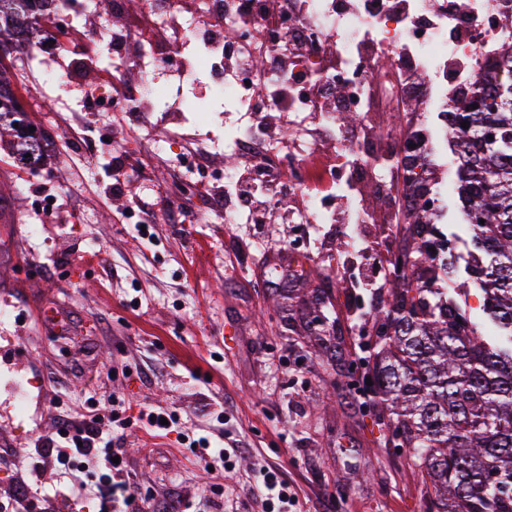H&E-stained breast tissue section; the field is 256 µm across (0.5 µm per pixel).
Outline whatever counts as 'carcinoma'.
<instances>
[{
	"label": "carcinoma",
	"instance_id": "1",
	"mask_svg": "<svg viewBox=\"0 0 512 512\" xmlns=\"http://www.w3.org/2000/svg\"><path fill=\"white\" fill-rule=\"evenodd\" d=\"M19 2L0 0V45L24 42ZM473 103L450 115V132L464 221L480 253L466 266L468 281L483 293L482 311L499 335H482L458 289L440 287L453 272L440 252L452 242L414 223L420 241L405 253L409 267L399 272L390 262L389 298L372 317L384 334L372 345L371 392L388 411L395 448L432 486L436 512H512V97L485 112ZM32 126L33 134L20 131ZM489 131L496 142L487 141ZM40 133L19 100L0 91V141L21 138L33 151ZM491 470L496 485L486 480Z\"/></svg>",
	"mask_w": 512,
	"mask_h": 512
}]
</instances>
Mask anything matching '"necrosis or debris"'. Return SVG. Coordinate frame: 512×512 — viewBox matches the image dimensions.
Here are the masks:
<instances>
[{
	"label": "necrosis or debris",
	"instance_id": "4bbe7bcc",
	"mask_svg": "<svg viewBox=\"0 0 512 512\" xmlns=\"http://www.w3.org/2000/svg\"><path fill=\"white\" fill-rule=\"evenodd\" d=\"M180 0H143L152 36L140 37L135 57L110 51L106 30L96 41L110 53L112 70H134L138 78L135 100L128 101L98 88V111L118 119L132 118V137L125 155L141 157L139 145L153 133L147 112L164 87L175 99L183 83L198 71L217 74V85L236 119L224 143L213 135L200 137L198 148L166 143L173 162L182 169L189 190L202 177V154L226 147L250 152L272 163L287 177L295 196L305 204L296 208V224H329L334 215L331 194L354 186V207L361 223L376 221L363 203L364 195L389 200L399 212H438L450 189L441 184L417 196L421 157L444 151L428 125L409 117L415 96L411 83L423 86V109L449 112L454 103L471 98L488 69L512 56V0H380L368 10V0H308L307 11L275 7L274 0H194L189 10ZM277 9L278 22L266 28L263 16ZM255 48L259 58L287 56L288 69L228 68V50ZM330 88L337 107L315 108L312 84ZM279 113L281 133L262 136V115ZM392 117L378 125L379 114ZM356 116L362 126L349 137L341 118ZM327 128L336 133L337 155L329 164L320 156L314 135Z\"/></svg>",
	"mask_w": 512,
	"mask_h": 512
}]
</instances>
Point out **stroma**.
<instances>
[{
	"mask_svg": "<svg viewBox=\"0 0 512 512\" xmlns=\"http://www.w3.org/2000/svg\"><path fill=\"white\" fill-rule=\"evenodd\" d=\"M24 62L23 47L0 48V74L38 122L53 124L62 147L27 166L0 141V308L23 316L0 327V502L57 415L91 401L123 418L142 494L178 487L182 512H435L411 459L386 447L381 404L348 385L366 373L373 341L361 310L383 301L357 285L353 253L341 247L347 225H308L299 261L288 247L294 224L179 223L196 201L171 158L147 142L148 165L127 164L123 193L105 192L130 130L111 126L104 153L106 117L82 113L75 133L86 157L73 159L66 113L37 110L30 87L40 75ZM151 184L167 205L144 236L119 216L148 202ZM43 185L72 193L83 223L37 224L27 236L31 195ZM462 222V201L448 194L436 231L455 238L467 262ZM63 231L96 249L95 261L65 252L56 242ZM17 378L32 382L23 421L7 389ZM147 406L178 414L180 435L147 437ZM219 429L236 454L210 470L194 442ZM264 468L287 485V503L253 496Z\"/></svg>",
	"mask_w": 512,
	"mask_h": 512,
	"instance_id": "obj_1",
	"label": "stroma"
}]
</instances>
